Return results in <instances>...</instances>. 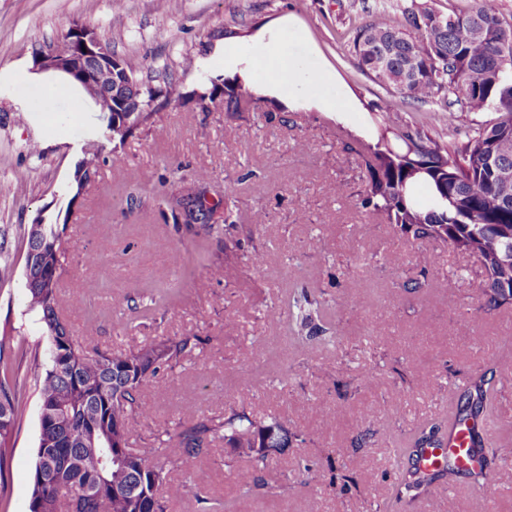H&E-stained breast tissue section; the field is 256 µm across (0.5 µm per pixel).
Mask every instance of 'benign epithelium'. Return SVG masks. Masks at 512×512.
Here are the masks:
<instances>
[{
    "label": "benign epithelium",
    "instance_id": "benign-epithelium-1",
    "mask_svg": "<svg viewBox=\"0 0 512 512\" xmlns=\"http://www.w3.org/2000/svg\"><path fill=\"white\" fill-rule=\"evenodd\" d=\"M41 72H59L78 79L97 94L99 102H112L118 86L115 83V61L107 60L94 28L76 27L72 33L56 43L36 59ZM205 206L195 207L198 219L218 223L224 218L222 200L204 194Z\"/></svg>",
    "mask_w": 512,
    "mask_h": 512
}]
</instances>
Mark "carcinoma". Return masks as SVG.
I'll list each match as a JSON object with an SVG mask.
<instances>
[{
	"instance_id": "carcinoma-1",
	"label": "carcinoma",
	"mask_w": 512,
	"mask_h": 512,
	"mask_svg": "<svg viewBox=\"0 0 512 512\" xmlns=\"http://www.w3.org/2000/svg\"><path fill=\"white\" fill-rule=\"evenodd\" d=\"M388 7L370 13L355 28L350 53L357 68L373 82L403 98L430 103L446 97L444 112H492L465 138L448 140L420 127L390 119L394 105L371 104L375 112L374 141L362 145L366 191L362 206L385 214L388 221L414 239L431 237L448 247L475 255L488 279L484 289L491 307L512 304V24L485 3L443 15L428 7H398L396 22L381 20ZM196 106L209 112L224 104L226 112H242L252 93L241 83L218 84L193 93ZM125 107L106 124L105 141L125 140L148 123L153 112H139V90L121 94ZM193 236L217 238L206 258L219 271L224 253L238 241L224 240V228L185 225ZM67 225L32 224L21 249L26 263L30 306L41 314L48 342V362L33 358L20 365L0 358V481L16 428L20 393L26 379L38 387L40 429L29 512H166L161 491L175 495L171 468L204 457L216 443L255 464L259 476L274 447H265L270 433L287 431L231 407L213 416H193L156 435L149 451L130 444L132 424L143 417L140 393L148 383L180 366L197 347V337L153 340L127 350H102L91 340L74 338L59 317L67 302L62 289L65 256L60 249ZM482 375L470 378L464 409L481 413L490 400ZM443 429L426 420L410 437L411 447L440 442ZM456 471L443 467L421 476L405 472L399 496L408 503L439 477Z\"/></svg>"
}]
</instances>
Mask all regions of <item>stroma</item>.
I'll return each instance as SVG.
<instances>
[{"label": "stroma", "mask_w": 512, "mask_h": 512, "mask_svg": "<svg viewBox=\"0 0 512 512\" xmlns=\"http://www.w3.org/2000/svg\"><path fill=\"white\" fill-rule=\"evenodd\" d=\"M378 0H0V325L45 353L29 306L20 241L35 219L67 212L64 316L73 335L119 350L146 339L199 337L192 356L141 394L153 431L231 405L277 417L288 430L263 486L246 488L250 463L224 446L179 465L184 487L169 512H512V459L495 487L459 477L435 482L414 506L398 504L399 472L387 451L405 448L422 417L447 420L471 376L493 388L484 417L491 443L512 444V305L488 309L486 273L471 253L412 239L365 209L357 148L370 141V103L388 101L411 125L465 136L474 112H443L388 93L349 52L365 8ZM94 28L115 53L166 73L184 93L230 77L209 65L216 47L259 59L269 36L278 56L246 84L287 77L289 61L332 68L318 96L351 103L346 118L314 106L264 102L246 112L195 103L166 108L113 151L95 178L77 185L86 149L103 140L96 104L71 109L57 76L27 79L32 52L57 42L72 21ZM267 58V57H266ZM120 163H113V155ZM207 173L236 226L253 229L222 271L202 261L204 244L173 220L164 196ZM308 296L322 311L313 336L298 339L288 304ZM22 423L0 512H29L38 397L21 392ZM287 481L288 496L272 481Z\"/></svg>", "instance_id": "35a3bbf8"}]
</instances>
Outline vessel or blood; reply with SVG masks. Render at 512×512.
I'll return each mask as SVG.
<instances>
[{"label": "vessel or blood", "mask_w": 512, "mask_h": 512, "mask_svg": "<svg viewBox=\"0 0 512 512\" xmlns=\"http://www.w3.org/2000/svg\"><path fill=\"white\" fill-rule=\"evenodd\" d=\"M491 425L488 420H477L466 415L452 416L442 446L427 445L418 449L416 465L422 470H433L450 464L456 472L468 474L477 470L484 462L478 440L489 437Z\"/></svg>", "instance_id": "vessel-or-blood-1"}]
</instances>
